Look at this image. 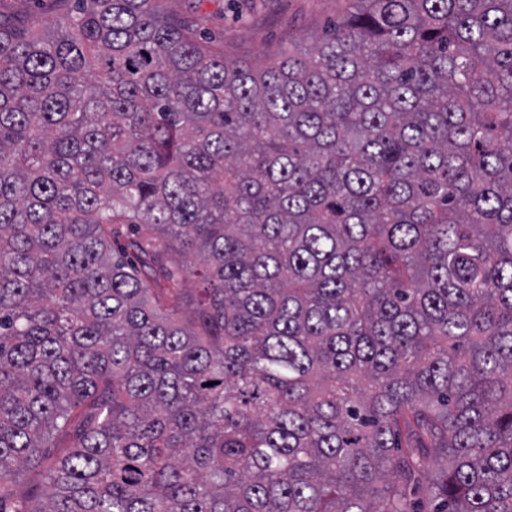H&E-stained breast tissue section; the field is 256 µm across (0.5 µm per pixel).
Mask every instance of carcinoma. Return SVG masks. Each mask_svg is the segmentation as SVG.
Listing matches in <instances>:
<instances>
[{"mask_svg": "<svg viewBox=\"0 0 512 512\" xmlns=\"http://www.w3.org/2000/svg\"><path fill=\"white\" fill-rule=\"evenodd\" d=\"M54 2L0 11V512H512V0L256 66ZM39 3L36 0H2L1 9L37 15L45 20L44 27H51L57 12L50 8L49 0L39 1Z\"/></svg>", "mask_w": 512, "mask_h": 512, "instance_id": "carcinoma-1", "label": "carcinoma"}]
</instances>
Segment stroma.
I'll return each instance as SVG.
<instances>
[{
	"label": "stroma",
	"mask_w": 512,
	"mask_h": 512,
	"mask_svg": "<svg viewBox=\"0 0 512 512\" xmlns=\"http://www.w3.org/2000/svg\"><path fill=\"white\" fill-rule=\"evenodd\" d=\"M167 10L200 13L226 56L263 62L286 47L311 46L350 12L351 0H165Z\"/></svg>",
	"instance_id": "35a3bbf8"
}]
</instances>
